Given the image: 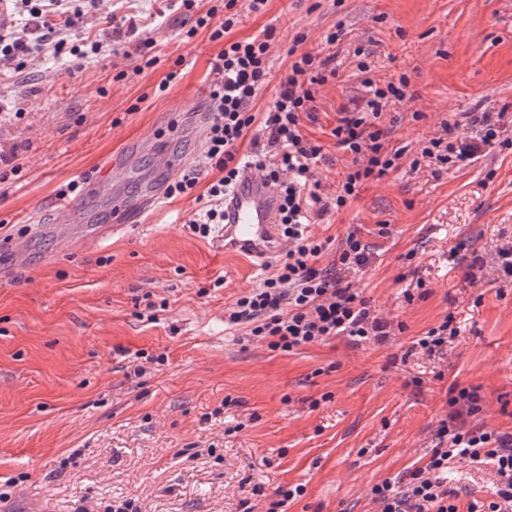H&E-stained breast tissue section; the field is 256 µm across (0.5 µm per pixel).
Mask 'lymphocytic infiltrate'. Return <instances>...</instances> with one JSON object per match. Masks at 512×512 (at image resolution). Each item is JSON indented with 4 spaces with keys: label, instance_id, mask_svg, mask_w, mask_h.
<instances>
[{
    "label": "lymphocytic infiltrate",
    "instance_id": "lymphocytic-infiltrate-1",
    "mask_svg": "<svg viewBox=\"0 0 512 512\" xmlns=\"http://www.w3.org/2000/svg\"><path fill=\"white\" fill-rule=\"evenodd\" d=\"M176 2L187 35L206 28L211 40L223 41L224 47L210 62L204 159L168 185L167 195H187L199 182H206L205 202L197 217L189 219L188 227L200 237H208L213 226L224 221V193L240 174L241 144L250 142L252 166L279 190L280 222L288 240L278 272L237 299L228 313L229 323L249 325L251 336L283 352L338 336L357 343L386 340L393 331L391 323L375 315L370 303L339 275L340 270L362 269L368 263V247L358 231L349 232L331 266L321 268L317 262L325 245L308 236L305 226L311 216L321 217L330 209L345 207L364 183L398 168L403 152L387 149L389 130L382 124V114L390 102L406 98L407 78L383 87L365 80L364 96L341 106L331 135L337 147L350 154L353 169L338 183L336 197L329 202L321 196V181L316 176L323 148L303 135L301 119L313 117L317 86L336 74L332 56L296 55L281 74L271 105L263 117H256L251 106L270 81L268 38L227 40L234 16L212 13L199 17L193 12L194 0ZM9 7L23 16L25 23L19 29L0 26L1 76L22 72L32 56L65 52L72 69L79 70L108 50L100 41L91 42L85 50L68 43L64 32L81 13L74 0H9ZM503 118L500 111L472 113L471 123L479 130L477 138L458 144L440 137L430 139L419 158L413 159V166L425 161L442 167L470 160L488 145L512 146L504 137ZM213 170L220 176L212 180L208 174ZM447 403L448 415L434 434L427 463L409 474L405 486L385 479L372 487L377 512H512V433L466 427L467 418L483 410L484 398L478 387L451 384ZM466 460L492 466L495 471L493 498L486 507L472 502L460 508L458 491L448 485L449 471Z\"/></svg>",
    "mask_w": 512,
    "mask_h": 512
}]
</instances>
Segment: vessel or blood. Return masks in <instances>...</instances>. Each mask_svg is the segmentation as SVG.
<instances>
[{"label": "vessel or blood", "mask_w": 512, "mask_h": 512, "mask_svg": "<svg viewBox=\"0 0 512 512\" xmlns=\"http://www.w3.org/2000/svg\"><path fill=\"white\" fill-rule=\"evenodd\" d=\"M159 190H148L133 202H125L127 218L158 207ZM218 250L231 251L266 266L282 252L286 240L280 224V197L276 188L255 168L242 169L233 188L224 197V227L214 240Z\"/></svg>", "instance_id": "b4317fda"}]
</instances>
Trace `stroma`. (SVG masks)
Here are the masks:
<instances>
[{
  "instance_id": "stroma-1",
  "label": "stroma",
  "mask_w": 512,
  "mask_h": 512,
  "mask_svg": "<svg viewBox=\"0 0 512 512\" xmlns=\"http://www.w3.org/2000/svg\"><path fill=\"white\" fill-rule=\"evenodd\" d=\"M228 37L274 30L271 78L252 105L265 112L288 51L335 54L338 75L319 86L303 134L323 147L325 193L351 167L331 135L336 111L363 96L358 61L377 84L407 76L410 99L388 107L399 169L307 233L331 264L348 232L370 251L345 270L375 314L398 325L384 342L345 336L285 353L225 324L235 300L276 267L218 253L189 230L191 196L164 199L140 223L112 232L111 197L98 195L105 163L124 153V187H166L204 150L208 65L223 47L208 30L186 37L168 0H99L69 35L111 53L69 73L47 55L0 78V153L19 176L0 184V507L24 512L101 508L120 497L139 512H264L276 488L303 485L284 512H374L370 490L398 482L430 456L448 414L450 384L480 387L471 428L512 432V284L490 264L512 238V149L433 176L411 169L425 140L471 137L469 113L512 103V0H268L236 7ZM125 16L152 41L158 63L124 57ZM344 35L329 46L335 28ZM303 43H296V36ZM182 75L155 87L173 65ZM127 71L117 79L118 71ZM451 129H444L443 120ZM73 180L84 190L73 224L57 213ZM482 270L472 271L474 257ZM420 282L412 299L407 284ZM155 320H148V313ZM459 335L440 352L417 341L446 313ZM496 476L462 462L448 474L460 505L492 499ZM263 495H253L254 486Z\"/></svg>"
}]
</instances>
